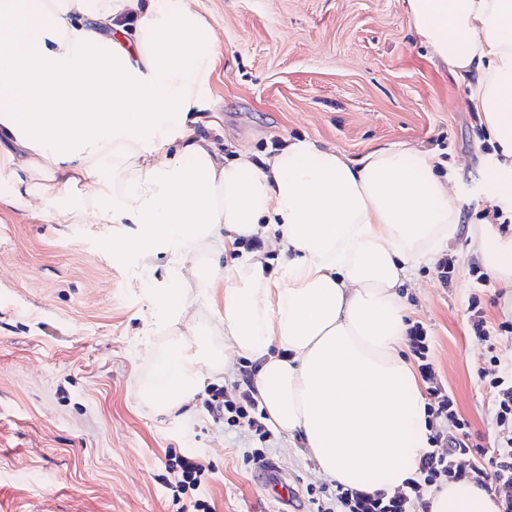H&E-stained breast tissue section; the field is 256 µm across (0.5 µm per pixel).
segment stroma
<instances>
[{
  "label": "stroma",
  "instance_id": "35a3bbf8",
  "mask_svg": "<svg viewBox=\"0 0 512 512\" xmlns=\"http://www.w3.org/2000/svg\"><path fill=\"white\" fill-rule=\"evenodd\" d=\"M222 61L206 104L222 118L225 156L305 139L357 159L402 143L448 155L462 221L448 255L471 262L479 214L500 200L498 164L483 151L470 89L416 34L405 0H195ZM0 176V512H176L162 486L167 450L200 449L217 512H312L324 485L298 440L267 442L274 471L247 468L253 447L213 421L198 394L191 415L164 414L139 394L168 338L150 296L191 283L203 255L118 257L135 224H60L54 209L10 206ZM471 284L442 285L419 263L403 288L408 317L425 323L433 358L484 447L494 434L476 369L486 349L468 337ZM291 501L273 498L277 484Z\"/></svg>",
  "mask_w": 512,
  "mask_h": 512
}]
</instances>
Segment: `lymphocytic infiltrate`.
I'll return each mask as SVG.
<instances>
[{
	"instance_id": "obj_1",
	"label": "lymphocytic infiltrate",
	"mask_w": 512,
	"mask_h": 512,
	"mask_svg": "<svg viewBox=\"0 0 512 512\" xmlns=\"http://www.w3.org/2000/svg\"><path fill=\"white\" fill-rule=\"evenodd\" d=\"M473 292L467 299L469 336L484 344L489 358L476 371L477 381L490 395V420L494 445L477 443L470 422L459 412L450 387L439 377L433 360L432 336L424 323H409L406 343L425 386L426 422L432 433L430 447L419 459L417 472L393 494L368 493L334 483L310 493L316 512H429L427 494L431 487L467 480L481 486L498 512H512V321L491 320L480 295L491 286V278L472 265ZM251 365L241 366L232 391L215 389L206 403L214 421L247 432L258 448L245 455V464L271 469L263 445L272 435L266 414L254 396ZM165 487L176 512H215V505L200 496L199 489L209 474L196 449L167 452Z\"/></svg>"
}]
</instances>
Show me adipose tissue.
<instances>
[{"label":"adipose tissue","instance_id":"1","mask_svg":"<svg viewBox=\"0 0 512 512\" xmlns=\"http://www.w3.org/2000/svg\"><path fill=\"white\" fill-rule=\"evenodd\" d=\"M422 42L460 79L497 143L512 196V0H406ZM220 58L193 0H0V172L10 205L62 224H138L139 256L205 253L193 275L215 319L180 331L187 291L152 296L170 326L141 394L158 411L191 403L232 355L256 366L269 427L299 436L321 475L369 493L403 487L429 445L424 396L403 354L399 293L436 261L462 202L438 154L402 144L358 159L296 139L260 160H225L197 114ZM88 202L69 205L75 189ZM275 238L286 260L219 261L234 242ZM473 250L511 292L512 246ZM430 512H496L467 481L432 489Z\"/></svg>","mask_w":512,"mask_h":512}]
</instances>
